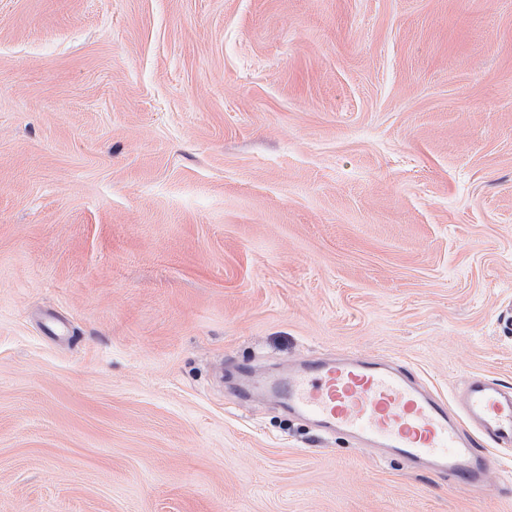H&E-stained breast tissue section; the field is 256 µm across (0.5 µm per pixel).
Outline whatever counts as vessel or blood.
Listing matches in <instances>:
<instances>
[{
    "label": "vessel or blood",
    "mask_w": 512,
    "mask_h": 512,
    "mask_svg": "<svg viewBox=\"0 0 512 512\" xmlns=\"http://www.w3.org/2000/svg\"><path fill=\"white\" fill-rule=\"evenodd\" d=\"M294 412L366 449L448 474L488 491L492 453L512 448V387L477 375L448 402L387 363L306 359L268 384Z\"/></svg>",
    "instance_id": "obj_1"
}]
</instances>
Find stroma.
Returning <instances> with one entry per match:
<instances>
[{
  "instance_id": "1",
  "label": "stroma",
  "mask_w": 512,
  "mask_h": 512,
  "mask_svg": "<svg viewBox=\"0 0 512 512\" xmlns=\"http://www.w3.org/2000/svg\"><path fill=\"white\" fill-rule=\"evenodd\" d=\"M509 305L512 0H0V512H512L228 397Z\"/></svg>"
}]
</instances>
